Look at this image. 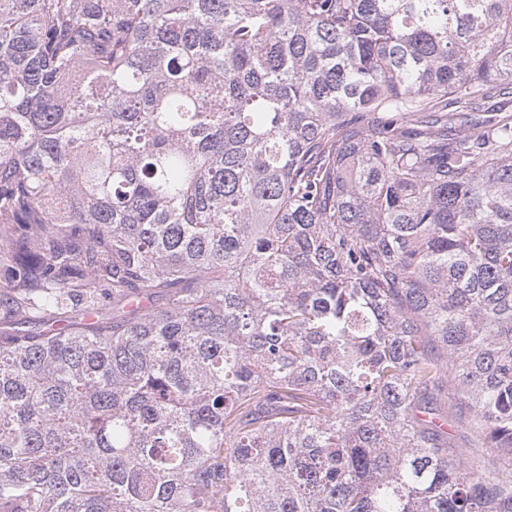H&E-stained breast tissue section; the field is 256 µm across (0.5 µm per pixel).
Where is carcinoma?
Listing matches in <instances>:
<instances>
[{
    "mask_svg": "<svg viewBox=\"0 0 512 512\" xmlns=\"http://www.w3.org/2000/svg\"><path fill=\"white\" fill-rule=\"evenodd\" d=\"M510 96L512 0H0V512H512ZM450 446L462 450L465 462L473 468H499L500 472L508 470V464H501L495 458L489 457L485 448H474L471 445L473 438L469 426L466 424L454 425L448 428Z\"/></svg>",
    "mask_w": 512,
    "mask_h": 512,
    "instance_id": "carcinoma-1",
    "label": "carcinoma"
}]
</instances>
